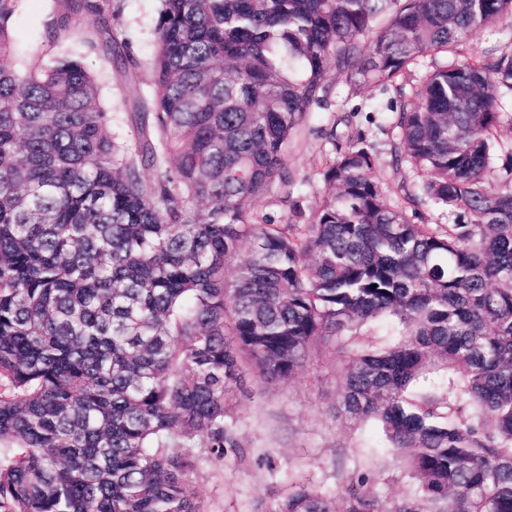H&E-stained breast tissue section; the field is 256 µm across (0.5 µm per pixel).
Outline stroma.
<instances>
[{
	"mask_svg": "<svg viewBox=\"0 0 512 512\" xmlns=\"http://www.w3.org/2000/svg\"><path fill=\"white\" fill-rule=\"evenodd\" d=\"M117 5L114 28L140 62H149L156 48L160 0H117ZM60 9L61 0H19L9 27L23 64L45 65L58 56L81 58L97 76L100 101L112 114L110 133L127 138L124 102L145 93V85L121 78L103 53L88 50L85 41L95 35L89 20H82L62 41L49 42L47 23ZM426 70L423 63L411 67L395 87L367 85L356 90L343 81L335 82L331 106L314 108L310 124L288 152L289 168L307 182L308 202L321 199L328 191L318 168L321 157L333 148L319 136L322 127H335L343 140L365 132L378 154L379 177L391 184L400 177L408 184L418 183L416 171L406 168L397 175L389 165L397 133L388 105L410 102ZM250 388V395H237L233 413L247 462L239 463L232 456L218 460L204 454L199 458L194 480L208 512H251L257 500H274L292 477L310 479L334 495L357 474H374L382 508L413 492L408 471L393 460L372 423L357 424L335 415L338 386L332 354L313 355L296 378L267 389L254 382Z\"/></svg>",
	"mask_w": 512,
	"mask_h": 512,
	"instance_id": "35a3bbf8",
	"label": "stroma"
}]
</instances>
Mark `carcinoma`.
Masks as SVG:
<instances>
[{
    "label": "carcinoma",
    "instance_id": "cac0c4a2",
    "mask_svg": "<svg viewBox=\"0 0 512 512\" xmlns=\"http://www.w3.org/2000/svg\"><path fill=\"white\" fill-rule=\"evenodd\" d=\"M17 2L0 0V512H207L196 449L240 456L235 391L320 346L336 414L377 426L415 489L383 511L369 474L334 498L299 481L255 512H512V48L437 58L512 0H160L131 142L81 61L19 64ZM85 18L136 75L112 0H65L50 38ZM425 58L391 150L422 182L391 201L360 133L296 223L288 151L331 74L387 87ZM271 196L287 222L247 209ZM426 203L453 223L416 222Z\"/></svg>",
    "mask_w": 512,
    "mask_h": 512
}]
</instances>
